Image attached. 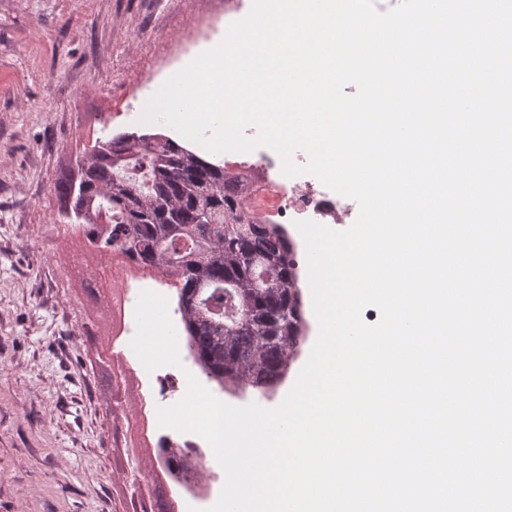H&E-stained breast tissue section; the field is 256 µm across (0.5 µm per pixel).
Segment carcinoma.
Segmentation results:
<instances>
[{
	"label": "carcinoma",
	"instance_id": "carcinoma-1",
	"mask_svg": "<svg viewBox=\"0 0 512 512\" xmlns=\"http://www.w3.org/2000/svg\"><path fill=\"white\" fill-rule=\"evenodd\" d=\"M127 157L148 192L123 174ZM236 181L166 135L133 131L97 140L79 182L57 190L75 226L101 225L92 247L174 270L189 349L208 378L266 394L300 351L301 293L289 248L239 209ZM260 267L275 276L256 285Z\"/></svg>",
	"mask_w": 512,
	"mask_h": 512
}]
</instances>
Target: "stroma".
<instances>
[{
    "instance_id": "obj_1",
    "label": "stroma",
    "mask_w": 512,
    "mask_h": 512,
    "mask_svg": "<svg viewBox=\"0 0 512 512\" xmlns=\"http://www.w3.org/2000/svg\"><path fill=\"white\" fill-rule=\"evenodd\" d=\"M225 0H0V512H122L147 463L118 392L112 255L65 223L56 187L105 132H164L138 110L220 43Z\"/></svg>"
}]
</instances>
